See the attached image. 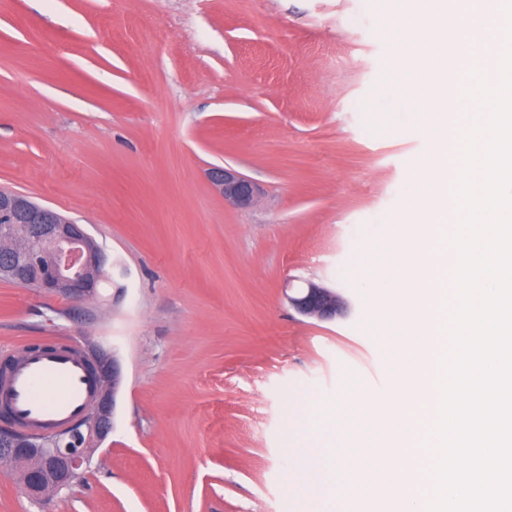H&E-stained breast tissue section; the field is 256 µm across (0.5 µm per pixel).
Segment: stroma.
Here are the masks:
<instances>
[{
	"mask_svg": "<svg viewBox=\"0 0 512 512\" xmlns=\"http://www.w3.org/2000/svg\"><path fill=\"white\" fill-rule=\"evenodd\" d=\"M395 21L393 0H0V189L108 256L86 302L0 281V345L102 343L124 372L82 485L35 501L0 472V512H312L301 404L399 366L352 272L428 151L394 113L365 123ZM309 281L347 312L299 314ZM208 178L213 187L224 196V202L232 206L246 207L255 196V185L233 169L211 168Z\"/></svg>",
	"mask_w": 512,
	"mask_h": 512,
	"instance_id": "1",
	"label": "stroma"
}]
</instances>
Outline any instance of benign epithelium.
Returning <instances> with one entry per match:
<instances>
[{
  "instance_id": "1",
  "label": "benign epithelium",
  "mask_w": 512,
  "mask_h": 512,
  "mask_svg": "<svg viewBox=\"0 0 512 512\" xmlns=\"http://www.w3.org/2000/svg\"><path fill=\"white\" fill-rule=\"evenodd\" d=\"M208 178L232 206L246 207L255 196V185L233 169L214 167ZM106 264L102 248L83 225L21 193L0 191V280L81 301L98 294ZM289 301L300 314L320 320L347 307L340 295L312 282ZM85 351L99 389L82 422L41 438L24 436L11 426L0 428V461L18 472L30 497L80 484L96 447L114 426L123 379L119 359L99 344Z\"/></svg>"
}]
</instances>
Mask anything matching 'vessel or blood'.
<instances>
[{
  "label": "vessel or blood",
  "instance_id": "b4317fda",
  "mask_svg": "<svg viewBox=\"0 0 512 512\" xmlns=\"http://www.w3.org/2000/svg\"><path fill=\"white\" fill-rule=\"evenodd\" d=\"M96 389L85 358L76 350L26 347L15 364L0 372V407L9 412L16 429L50 434L83 417Z\"/></svg>",
  "mask_w": 512,
  "mask_h": 512
}]
</instances>
